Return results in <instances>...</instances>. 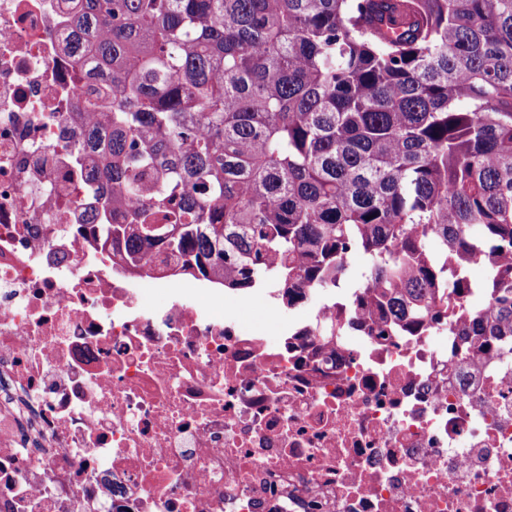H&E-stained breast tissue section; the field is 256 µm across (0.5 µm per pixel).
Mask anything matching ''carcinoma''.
Here are the masks:
<instances>
[{"label":"carcinoma","mask_w":512,"mask_h":512,"mask_svg":"<svg viewBox=\"0 0 512 512\" xmlns=\"http://www.w3.org/2000/svg\"><path fill=\"white\" fill-rule=\"evenodd\" d=\"M75 2L67 49L113 91L76 159L123 269L292 308L361 252L360 320L439 304L512 342V0Z\"/></svg>","instance_id":"obj_1"}]
</instances>
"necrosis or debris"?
<instances>
[{
  "label": "necrosis or debris",
  "instance_id": "obj_1",
  "mask_svg": "<svg viewBox=\"0 0 512 512\" xmlns=\"http://www.w3.org/2000/svg\"><path fill=\"white\" fill-rule=\"evenodd\" d=\"M69 0H0V512H512V353L321 301L277 338L223 289L119 273L71 164ZM342 326L328 336L325 325Z\"/></svg>",
  "mask_w": 512,
  "mask_h": 512
}]
</instances>
